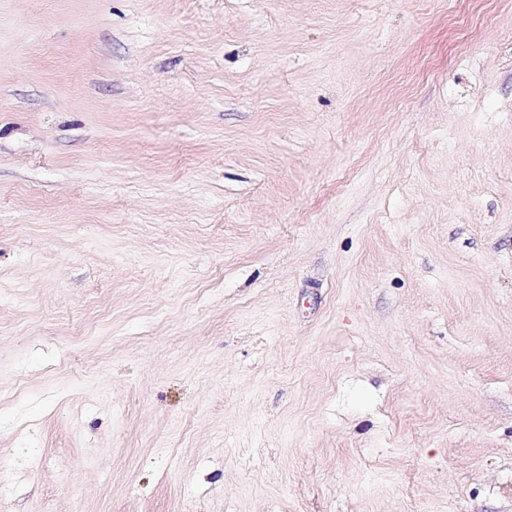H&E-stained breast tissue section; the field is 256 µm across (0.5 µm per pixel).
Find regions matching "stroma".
I'll list each match as a JSON object with an SVG mask.
<instances>
[{
  "instance_id": "1",
  "label": "stroma",
  "mask_w": 512,
  "mask_h": 512,
  "mask_svg": "<svg viewBox=\"0 0 512 512\" xmlns=\"http://www.w3.org/2000/svg\"><path fill=\"white\" fill-rule=\"evenodd\" d=\"M0 512H512V0H0Z\"/></svg>"
}]
</instances>
